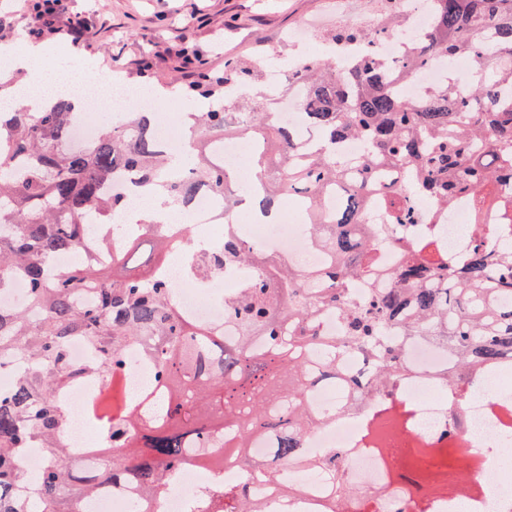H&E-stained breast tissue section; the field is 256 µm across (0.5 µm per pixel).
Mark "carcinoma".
<instances>
[{
    "instance_id": "cac0c4a2",
    "label": "carcinoma",
    "mask_w": 512,
    "mask_h": 512,
    "mask_svg": "<svg viewBox=\"0 0 512 512\" xmlns=\"http://www.w3.org/2000/svg\"><path fill=\"white\" fill-rule=\"evenodd\" d=\"M400 15L387 7L377 25L339 28L328 40L336 54L298 58L294 66L306 95L304 119L321 129L312 151H295L297 131L270 121L266 98L241 97L259 79L256 66L239 58L216 72L200 64L188 95L216 97L219 105L192 113L196 137L182 165L156 148L147 112L112 117L96 139L68 145L78 112L59 99L40 112L24 106L0 112V292L13 278L26 282L24 299L0 306V371L20 368L9 391L0 390V512H80L82 500L101 488L131 483L139 502L157 497L188 467L219 470L234 457L247 472L260 469L255 442L278 431L286 464L326 469L337 499L359 491L338 471L332 450L309 459L302 448L308 433L329 417L311 410L308 389L318 382L344 383L336 362L361 352L375 364L377 381L365 397L384 391L403 371V349L393 336H423L448 347L456 368L448 386L476 378L484 368L512 355V0H434L433 16L416 44L395 64L378 53L381 33L398 30ZM466 56L474 62L463 93L456 80L403 97L393 84L436 58ZM236 92L239 134L256 126L259 150L251 159L257 174L250 191L263 211L288 197L306 206L311 243L329 251L321 268H297L286 260L259 259L257 250L232 234L209 247L184 245L194 272L204 278L240 265L256 268L225 303L238 336L228 340L185 318L172 304L174 286L158 274L165 260L123 279L109 270L130 261L135 238L118 229L113 216L129 199L109 191L121 169L139 178L138 187L173 208L207 183L222 196L229 186L224 166L210 162L200 145L214 148L231 132L225 95ZM348 137L364 140L361 164L352 167L337 153ZM340 188L345 206L328 215L314 198ZM383 201L384 223L414 224L430 199L441 209L456 198L468 201L472 244L453 259L403 249L387 288H371L360 302L345 286L376 276L377 229L363 222L374 197ZM110 233L109 263L87 250L68 269L51 273V258L83 245L84 225ZM333 311L344 335L324 336L319 316ZM82 337L94 349L92 369L102 375L124 370L123 350L139 344L154 360L160 397L148 412L134 404L117 419L112 442L95 449L99 462L81 467L62 440L67 415L55 398L89 369L74 364L68 341ZM44 449L36 488L22 489L17 462L23 449ZM431 452L442 468L468 469L455 449ZM411 472L424 498L431 480L416 451L401 459L394 478ZM199 512H266L244 487L210 495Z\"/></svg>"
}]
</instances>
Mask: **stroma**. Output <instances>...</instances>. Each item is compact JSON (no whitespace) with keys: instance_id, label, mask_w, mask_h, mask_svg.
Segmentation results:
<instances>
[{"instance_id":"obj_1","label":"stroma","mask_w":512,"mask_h":512,"mask_svg":"<svg viewBox=\"0 0 512 512\" xmlns=\"http://www.w3.org/2000/svg\"><path fill=\"white\" fill-rule=\"evenodd\" d=\"M382 0H64L66 14L97 13L101 22L84 43L96 57L99 76L120 60L125 77L139 89L160 83L182 87L185 75L177 50L195 42L220 71L233 56L254 57L258 44H277L274 66L287 64L297 46L284 32L312 21L317 31L335 29L337 20L366 27L378 17Z\"/></svg>"}]
</instances>
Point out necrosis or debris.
<instances>
[{"label": "necrosis or debris", "instance_id": "1", "mask_svg": "<svg viewBox=\"0 0 512 512\" xmlns=\"http://www.w3.org/2000/svg\"><path fill=\"white\" fill-rule=\"evenodd\" d=\"M401 7L406 25L381 42L382 53L391 62L401 59L415 44L418 32L428 20L426 0H403ZM265 89L271 118L277 124L298 128L299 148L318 143V136L304 126L303 95L300 89L289 87L287 71H266ZM178 211L203 235L220 239L229 231L264 253L288 259L296 266L317 267L326 260L324 253L312 247L296 216L280 214L269 222L247 221L225 207L205 184ZM436 214L437 223L400 226L395 238L405 243L431 237L441 253L461 254L469 244L467 203L459 202ZM166 277L176 285L174 303L183 316L218 335H233L224 315V289L243 281L240 268L225 269V286L221 289L213 281L194 276L185 262L168 268ZM402 348L404 362L415 375L400 383L389 400L359 399L349 385H316L308 391L310 404L330 414L331 420L309 434L304 442L305 454L317 456L336 449L344 478L366 492L365 497L338 505L337 512H418L414 490L408 483L393 481L389 465L369 445L373 423L386 412L403 408L408 409L411 424L399 428L392 444L393 457H401L412 442L431 448L451 442L480 461L478 472L455 470L450 476L452 483L463 481L470 485V492L462 497L453 494L435 499L428 506L429 512H512V363H501L495 370L481 374L472 389L462 392L459 402L454 403L447 394L446 373L451 360L446 351L417 336L405 337ZM125 359L126 371L106 380L83 376L61 396L68 411L66 444L86 461H93L94 456L85 446V428L94 424L103 431L112 426L100 410L103 400L114 392L127 400L140 388L156 386L154 364L145 358L142 347H127ZM268 448V442L260 441L253 453L265 468L275 473L274 481L247 475L232 462L225 463L223 470L214 474L186 469L174 486L164 489L161 497L144 502V512H194L199 493L228 482L245 486L250 495L265 503L269 512H321L330 500L328 473L284 466L270 455ZM287 481L302 486V495H281L277 487Z\"/></svg>", "mask_w": 512, "mask_h": 512}]
</instances>
